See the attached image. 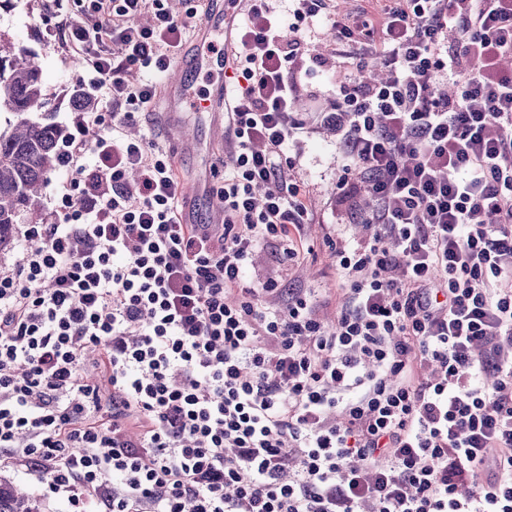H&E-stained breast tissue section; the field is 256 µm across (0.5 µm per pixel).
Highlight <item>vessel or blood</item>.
I'll list each match as a JSON object with an SVG mask.
<instances>
[{
    "mask_svg": "<svg viewBox=\"0 0 512 512\" xmlns=\"http://www.w3.org/2000/svg\"><path fill=\"white\" fill-rule=\"evenodd\" d=\"M242 11V0H207L205 20L198 31L194 51L181 56L176 64L182 78L166 82L164 109L171 114L169 125L176 133L175 148L188 151L195 146L194 140L180 134L181 113H210L213 126L219 128L224 113L232 109L224 73L233 61ZM200 76L208 82V91L196 88L194 80Z\"/></svg>",
    "mask_w": 512,
    "mask_h": 512,
    "instance_id": "b4317fda",
    "label": "vessel or blood"
}]
</instances>
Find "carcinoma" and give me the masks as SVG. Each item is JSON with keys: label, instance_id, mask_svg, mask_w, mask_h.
<instances>
[{"label": "carcinoma", "instance_id": "obj_1", "mask_svg": "<svg viewBox=\"0 0 512 512\" xmlns=\"http://www.w3.org/2000/svg\"><path fill=\"white\" fill-rule=\"evenodd\" d=\"M47 100L39 54L0 33V112L13 117L0 129V251L12 246L15 225L36 222L47 176L59 166L62 130L29 118ZM0 512H42V504L0 479Z\"/></svg>", "mask_w": 512, "mask_h": 512}]
</instances>
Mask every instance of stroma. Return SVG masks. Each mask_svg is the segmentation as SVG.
<instances>
[{
	"mask_svg": "<svg viewBox=\"0 0 512 512\" xmlns=\"http://www.w3.org/2000/svg\"><path fill=\"white\" fill-rule=\"evenodd\" d=\"M45 0H10L0 9V31L14 41L37 51L41 57L43 80L49 98L48 111L33 112L36 121L48 120L70 129L72 76L78 64L63 45H47L42 35L41 18ZM304 50L288 71L297 84V99L303 108L295 114L303 132L289 144L293 159L292 179L304 183L310 224L302 234L306 247L293 262L282 259L274 247H259L249 269L255 285L275 279L283 288L311 289L315 312L325 324H334L345 306L337 288L339 273L335 253L353 245L362 236L361 211L341 204L336 196V181L341 173V131L331 119L336 103V81L352 70L344 46L336 44L325 28L306 29ZM323 60L315 68V60Z\"/></svg>",
	"mask_w": 512,
	"mask_h": 512,
	"instance_id": "35a3bbf8",
	"label": "stroma"
}]
</instances>
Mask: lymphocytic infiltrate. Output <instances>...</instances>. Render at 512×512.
Here are the masks:
<instances>
[{
  "label": "lymphocytic infiltrate",
  "instance_id": "obj_1",
  "mask_svg": "<svg viewBox=\"0 0 512 512\" xmlns=\"http://www.w3.org/2000/svg\"><path fill=\"white\" fill-rule=\"evenodd\" d=\"M269 2L250 0L227 78L224 221L184 224L171 155L126 130L197 7L48 0L44 39L88 104L50 222L18 227L0 270V472L72 512H512V0H389L380 49L337 83L336 188L367 196L373 232L336 253L330 326L310 293L247 278L260 244L294 259L308 220L288 174L302 43ZM293 2L351 41L331 0Z\"/></svg>",
  "mask_w": 512,
  "mask_h": 512
}]
</instances>
